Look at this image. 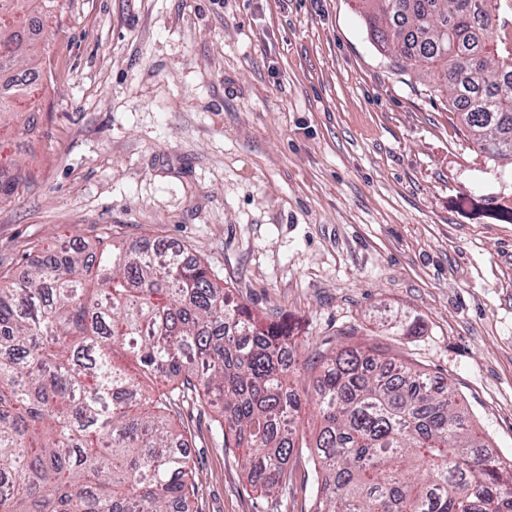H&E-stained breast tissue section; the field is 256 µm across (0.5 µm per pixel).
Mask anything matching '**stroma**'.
Segmentation results:
<instances>
[{
  "label": "stroma",
  "instance_id": "35a3bbf8",
  "mask_svg": "<svg viewBox=\"0 0 512 512\" xmlns=\"http://www.w3.org/2000/svg\"><path fill=\"white\" fill-rule=\"evenodd\" d=\"M0 272L65 236L180 243L313 349L372 342L454 384L512 460V166L374 44L358 0H60ZM413 336L386 330L400 316ZM186 406L201 512H311L313 465L249 491Z\"/></svg>",
  "mask_w": 512,
  "mask_h": 512
}]
</instances>
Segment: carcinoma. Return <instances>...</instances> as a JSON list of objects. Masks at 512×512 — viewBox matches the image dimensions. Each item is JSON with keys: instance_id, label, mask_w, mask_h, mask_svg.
<instances>
[{"instance_id": "obj_1", "label": "carcinoma", "mask_w": 512, "mask_h": 512, "mask_svg": "<svg viewBox=\"0 0 512 512\" xmlns=\"http://www.w3.org/2000/svg\"><path fill=\"white\" fill-rule=\"evenodd\" d=\"M59 0H0V116L30 101ZM375 44L436 76L490 160L512 164V49L500 0H362ZM0 155V204L20 195ZM288 328L252 313L186 249L109 235L0 276V512H199L180 400L219 408L249 487L288 488L303 447L304 365ZM311 393L312 512H512V462L487 451L453 386L376 346L321 352Z\"/></svg>"}]
</instances>
